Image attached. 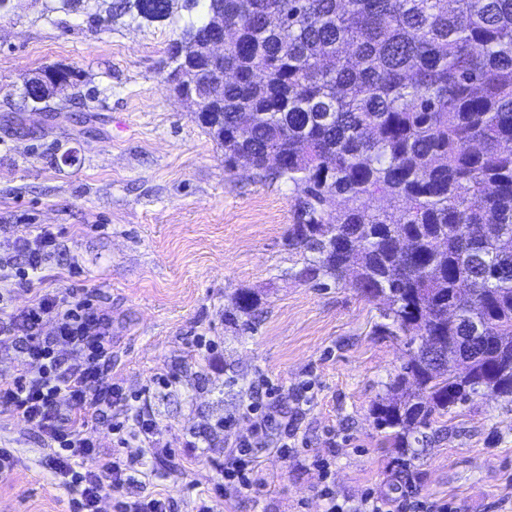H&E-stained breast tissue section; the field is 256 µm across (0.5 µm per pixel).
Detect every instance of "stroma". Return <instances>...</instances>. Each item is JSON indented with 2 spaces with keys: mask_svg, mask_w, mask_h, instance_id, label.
<instances>
[{
  "mask_svg": "<svg viewBox=\"0 0 512 512\" xmlns=\"http://www.w3.org/2000/svg\"><path fill=\"white\" fill-rule=\"evenodd\" d=\"M49 2L0 10V266L21 265L18 235L48 231L45 287L77 292L108 319L112 381L147 393L171 451L146 457L140 494L176 512H196L202 494L210 512H323L326 483L340 502L372 488L448 512H512L511 399L479 392L403 447L377 428L372 408L407 359L406 339L376 334L379 302L297 278L287 182L225 171L223 148L165 80L187 11L99 30L86 22L94 0L69 13ZM50 66L74 72L60 112L24 99ZM242 290L260 299L248 315L235 303ZM268 382L295 427L290 452L268 441L255 452L265 486L224 499L221 450L251 437L240 408ZM225 418L232 426L218 429ZM0 448L16 457L0 512H70L41 434L1 406Z\"/></svg>",
  "mask_w": 512,
  "mask_h": 512,
  "instance_id": "stroma-1",
  "label": "stroma"
}]
</instances>
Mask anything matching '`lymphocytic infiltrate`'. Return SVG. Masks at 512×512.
Instances as JSON below:
<instances>
[{
	"instance_id": "obj_1",
	"label": "lymphocytic infiltrate",
	"mask_w": 512,
	"mask_h": 512,
	"mask_svg": "<svg viewBox=\"0 0 512 512\" xmlns=\"http://www.w3.org/2000/svg\"><path fill=\"white\" fill-rule=\"evenodd\" d=\"M16 244L25 256V267L18 274L20 290L31 294L32 303L17 309L0 296V335L11 339L17 351V375L0 384V405L9 407L14 420L35 426L50 452L47 466L59 482L70 488L73 512H99V503L108 493L119 494V512H174L175 505L164 497L126 495L123 489L133 483L137 459L97 450L83 433L90 427L111 421L121 443L134 440L153 445L155 425L146 407H133L109 375V324L74 292H53L43 288L41 270L55 244L53 236L42 232L33 237L17 236ZM53 319L55 332L40 336L44 319ZM83 352V362L68 364L60 350ZM274 388L254 391L244 407L254 420L253 436L236 442L224 451L220 469L225 497L255 493L261 484L254 452L266 444L269 428L278 432L277 451L287 455L288 440L295 434L287 412L280 406L265 408V399L274 400ZM122 409V419H110L111 410ZM93 466H86V459Z\"/></svg>"
}]
</instances>
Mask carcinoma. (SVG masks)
I'll use <instances>...</instances> for the list:
<instances>
[{
    "mask_svg": "<svg viewBox=\"0 0 512 512\" xmlns=\"http://www.w3.org/2000/svg\"><path fill=\"white\" fill-rule=\"evenodd\" d=\"M101 27L131 8L103 0ZM174 0L138 5L158 18ZM169 48L206 57L208 0ZM236 38L196 118L262 177L294 187L300 276L385 305L410 350L377 427L396 442L484 388L512 396V0H222ZM237 308L259 305L242 290ZM459 314L448 324V306ZM480 339L460 342L466 324ZM472 359L449 385L454 356Z\"/></svg>",
    "mask_w": 512,
    "mask_h": 512,
    "instance_id": "obj_1",
    "label": "carcinoma"
}]
</instances>
